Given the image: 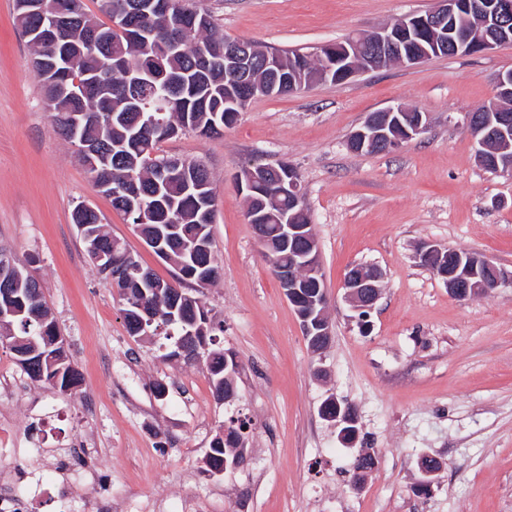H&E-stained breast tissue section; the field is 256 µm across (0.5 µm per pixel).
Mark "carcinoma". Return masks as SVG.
Instances as JSON below:
<instances>
[{
	"instance_id": "carcinoma-1",
	"label": "carcinoma",
	"mask_w": 512,
	"mask_h": 512,
	"mask_svg": "<svg viewBox=\"0 0 512 512\" xmlns=\"http://www.w3.org/2000/svg\"><path fill=\"white\" fill-rule=\"evenodd\" d=\"M136 0H100L101 10L112 17V26L107 28L110 41L105 50L129 59L133 70L110 69L96 74L97 83L92 92L94 101L89 99L70 100L62 95L57 74L42 78L47 109L52 113L58 134L73 145L83 140L97 141L103 145L108 157L109 172L100 177L112 180L110 194L112 207L124 214L134 224L143 238L161 242L166 249V259L178 268L177 280L169 282L157 276L148 283L133 271L121 273L108 284L116 288L122 301V313L127 329H132L135 309L130 300L146 297V302L157 313L154 321V335L165 336L172 341L169 351L162 358L169 359L178 348V343L189 330L206 338L199 347L206 369L218 398L237 394L236 374L233 365L224 363V349L213 347L211 333L214 325L202 300L182 289L190 283L198 288L216 281L220 265L213 248L211 223L204 222L201 212L215 213V197L211 187L210 174L206 166L194 159L187 160L188 167L162 180L156 177V169L167 160L158 155L159 144L171 138V133L192 132L200 137L213 138L224 134V128L234 124L236 117L224 118V114L235 111L228 99L238 95V84L224 79V70L207 69L203 66L202 54L224 52L226 45H239L250 55L254 82H272L273 75L266 67L267 50L253 41L228 39L219 33L213 20L203 29H195L177 52L167 53L161 47L166 40L167 20L163 15L152 12L131 17L129 24L115 18V13L130 6ZM39 16L29 8L16 9V21L22 33L34 28ZM138 27L149 33V45L137 43L130 38L131 27ZM84 32L75 27L65 33L59 44L50 50V55L62 57L69 46L83 39ZM278 80L288 81L290 67H298L308 77L325 68L323 62L314 56L299 51L279 52ZM171 90V103L164 118L171 131L148 130L143 124H134L137 110L153 113L157 108L160 94ZM95 106L93 120L75 127L69 124L68 116L84 107ZM275 169L268 171L269 180L250 193L251 207L265 214V224L272 245H264L269 251L267 258L278 268H288V244L279 242L275 235L282 216L293 224H305L307 218L292 209L288 197L278 194L275 183L279 174ZM72 223L85 226V232L94 235L102 248L112 252V261L122 262L128 251L121 239L103 230V224L94 211L87 213L80 208L73 209ZM17 280L21 291L11 298L0 296V311L18 309L38 295L40 306H46L43 289L20 264L12 262L0 273ZM15 335L10 342H21L26 350L38 354L54 352L48 347L46 337L52 335L50 324L29 322L24 317L16 319ZM26 375L39 383L62 391L80 384L78 372L71 361L63 359L50 372H31ZM245 423L229 425L213 439L207 454L208 469H222L240 453L239 443L243 438Z\"/></svg>"
}]
</instances>
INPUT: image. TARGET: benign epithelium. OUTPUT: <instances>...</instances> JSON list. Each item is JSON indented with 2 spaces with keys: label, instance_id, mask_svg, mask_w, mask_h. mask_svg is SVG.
Returning a JSON list of instances; mask_svg holds the SVG:
<instances>
[{
  "label": "benign epithelium",
  "instance_id": "1",
  "mask_svg": "<svg viewBox=\"0 0 512 512\" xmlns=\"http://www.w3.org/2000/svg\"><path fill=\"white\" fill-rule=\"evenodd\" d=\"M36 12L45 19V25L32 32L37 44H47L58 36L67 20H85L82 0L68 3L66 20L59 14L54 0H41ZM511 14L512 0H435V6L425 14L409 16L372 32L353 34L344 41L325 44L316 54L324 50L334 56L336 81L344 82L360 73L391 64L414 66L445 51L466 54L477 49L487 53L512 43V27L501 24L502 17ZM471 15L476 16L478 25L457 29V19ZM420 33L429 37L431 48L413 46ZM496 87L497 98L486 109L489 117L483 119L470 114L467 127L480 146V162L497 172L511 175L512 156L506 154L504 146L512 144V114L508 113L504 102L512 100V72L499 75ZM427 126L426 113L418 111L410 115L403 107H391L369 114L350 134L347 147L362 148L373 144L390 151L424 133ZM284 170L286 175L278 181L279 194L291 198L300 212L308 213L297 171L288 164ZM281 232L290 246L298 240L309 242V246L292 255L288 270L278 269L276 275L293 309H298L301 302L307 307L297 316L310 349L323 351L332 341V327L326 315V286L321 284L320 252L313 243L316 239L314 226L311 223L284 224ZM434 273L459 300L512 285V276H505L492 261L464 251L457 252L449 269L436 268ZM382 280L381 270L374 266L352 267L344 278L346 297L358 312L359 324L364 330L369 328L368 314L381 295ZM334 402L336 398L333 397L326 403L323 416L333 422L340 441L351 447L357 437L351 428L352 422L357 420L356 414L351 409L342 415L331 413Z\"/></svg>",
  "mask_w": 512,
  "mask_h": 512
}]
</instances>
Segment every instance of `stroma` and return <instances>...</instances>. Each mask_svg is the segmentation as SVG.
Masks as SVG:
<instances>
[{
  "label": "stroma",
  "mask_w": 512,
  "mask_h": 512,
  "mask_svg": "<svg viewBox=\"0 0 512 512\" xmlns=\"http://www.w3.org/2000/svg\"><path fill=\"white\" fill-rule=\"evenodd\" d=\"M434 3L197 0L225 37L307 54ZM508 71L512 45L437 56L259 97L223 136L161 143L162 155L200 160L212 177L221 276L198 295L239 366L237 397L221 401L203 362L163 360L162 337L128 334L74 207L94 209L160 278L175 270L57 133L15 0H0V248L41 282L81 378L59 393L0 344V492L22 493L24 512H183L190 500L197 512H512V287L460 300L416 259L432 242L512 275V175L481 166L466 123ZM398 105L427 114L425 134L392 152L348 149L369 113ZM256 161L300 176L333 330L322 352L310 350L246 220L238 175ZM355 265L384 274L366 334L343 288ZM331 395L357 414L354 447L319 414ZM232 418L249 423L245 460L210 476L204 457ZM358 449L377 458L359 489ZM425 456L442 468L420 493Z\"/></svg>",
  "instance_id": "stroma-1"
}]
</instances>
